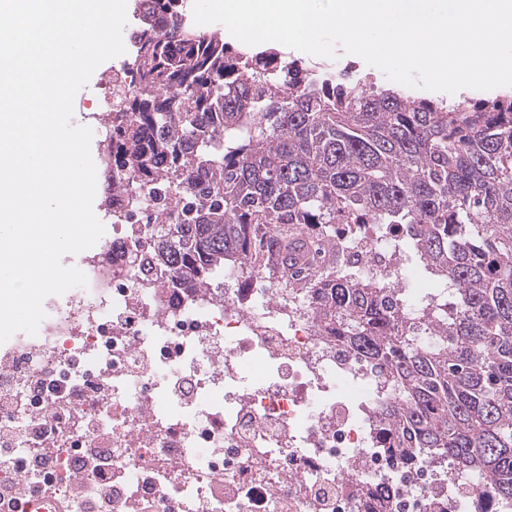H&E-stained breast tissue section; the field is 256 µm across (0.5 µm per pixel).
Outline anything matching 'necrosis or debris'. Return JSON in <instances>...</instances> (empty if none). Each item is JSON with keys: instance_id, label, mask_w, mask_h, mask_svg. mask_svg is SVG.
<instances>
[{"instance_id": "1", "label": "necrosis or debris", "mask_w": 512, "mask_h": 512, "mask_svg": "<svg viewBox=\"0 0 512 512\" xmlns=\"http://www.w3.org/2000/svg\"><path fill=\"white\" fill-rule=\"evenodd\" d=\"M84 263L87 285L45 299L37 335L0 344V512L41 499L64 512H512L479 500L445 460L397 461L376 371L331 335L315 289L256 268L190 294L145 278L156 226L130 207ZM397 226L366 231L374 280Z\"/></svg>"}]
</instances>
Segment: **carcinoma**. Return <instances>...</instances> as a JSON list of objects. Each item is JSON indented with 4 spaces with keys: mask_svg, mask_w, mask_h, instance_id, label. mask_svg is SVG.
<instances>
[{
    "mask_svg": "<svg viewBox=\"0 0 512 512\" xmlns=\"http://www.w3.org/2000/svg\"><path fill=\"white\" fill-rule=\"evenodd\" d=\"M137 78L112 118L115 186L144 189L157 266L195 293L224 266L268 278L311 269L304 224L324 226L322 316L378 366L381 415L400 458L446 456L512 499V95L446 104L315 71L274 48L250 54L187 22L182 0H135ZM338 224L402 227L411 275L454 290L422 297L432 346L394 324L405 295L348 279Z\"/></svg>",
    "mask_w": 512,
    "mask_h": 512,
    "instance_id": "1",
    "label": "carcinoma"
}]
</instances>
